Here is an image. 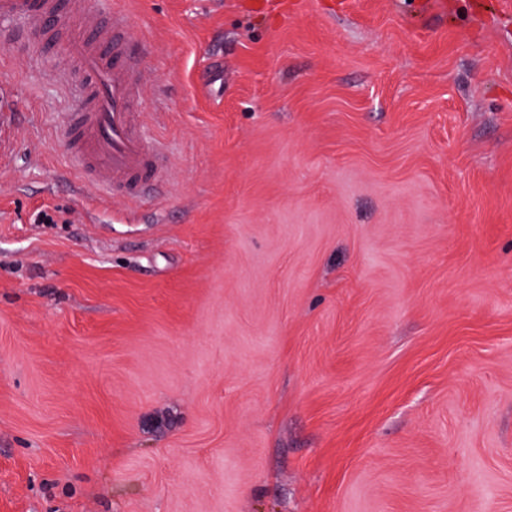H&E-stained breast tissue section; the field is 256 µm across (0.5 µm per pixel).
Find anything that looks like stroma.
Here are the masks:
<instances>
[{
    "mask_svg": "<svg viewBox=\"0 0 512 512\" xmlns=\"http://www.w3.org/2000/svg\"><path fill=\"white\" fill-rule=\"evenodd\" d=\"M446 2L118 0L136 204L0 49V512H512V0Z\"/></svg>",
    "mask_w": 512,
    "mask_h": 512,
    "instance_id": "1",
    "label": "stroma"
}]
</instances>
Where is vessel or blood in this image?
Returning a JSON list of instances; mask_svg holds the SVG:
<instances>
[{
    "label": "vessel or blood",
    "mask_w": 512,
    "mask_h": 512,
    "mask_svg": "<svg viewBox=\"0 0 512 512\" xmlns=\"http://www.w3.org/2000/svg\"><path fill=\"white\" fill-rule=\"evenodd\" d=\"M65 25H55L60 13ZM0 45L50 59L67 100L54 127L82 188L139 202L164 185L170 156L138 125L145 76L128 16L114 0H0Z\"/></svg>",
    "instance_id": "obj_1"
}]
</instances>
